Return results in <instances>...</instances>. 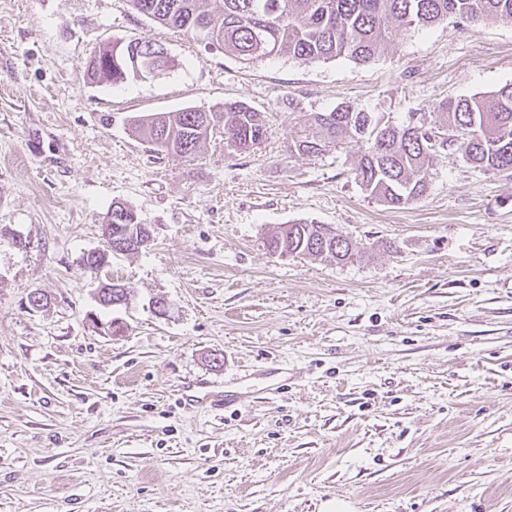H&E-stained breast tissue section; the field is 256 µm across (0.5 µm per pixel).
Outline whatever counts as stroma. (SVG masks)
Listing matches in <instances>:
<instances>
[{
    "label": "stroma",
    "instance_id": "1",
    "mask_svg": "<svg viewBox=\"0 0 512 512\" xmlns=\"http://www.w3.org/2000/svg\"><path fill=\"white\" fill-rule=\"evenodd\" d=\"M147 35L166 74L84 78L99 44ZM507 83L512 23L404 32L367 64L245 63L128 0H0V512H512V171L449 148L396 209L355 180L356 143L290 150L343 102L435 125ZM227 101L265 113L261 145L175 160L131 129ZM115 201L153 243L111 257L135 290L111 309L82 258ZM296 221L361 258L269 251Z\"/></svg>",
    "mask_w": 512,
    "mask_h": 512
}]
</instances>
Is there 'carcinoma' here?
<instances>
[{"mask_svg":"<svg viewBox=\"0 0 512 512\" xmlns=\"http://www.w3.org/2000/svg\"><path fill=\"white\" fill-rule=\"evenodd\" d=\"M147 19L243 61L287 56L308 62L348 57L374 61L401 31L419 30L450 18L512 22V0H129ZM161 44L141 36L112 52H93L84 77L109 85L137 78L136 70L168 69L169 58L158 56ZM138 66L126 62L130 55ZM363 109L340 104L329 112L311 114L297 132L295 151L318 156L347 142L359 144L354 175L370 196L391 208H403L428 190L429 172L439 150L457 147L465 161L487 171L512 170V83L487 95L448 99L439 106L442 131L421 125H394L379 116L362 117ZM264 113L241 101L208 110L188 106L143 116L134 132L157 155L191 158L202 143L224 136L225 146L247 152L263 141ZM135 211L112 203L103 236L139 237ZM268 249L281 256L311 257L329 264L351 263L360 248L326 224H281L267 238ZM112 251L88 253L84 267L96 274ZM130 286L112 279L98 292L109 306L126 305Z\"/></svg>","mask_w":512,"mask_h":512,"instance_id":"cac0c4a2","label":"carcinoma"}]
</instances>
